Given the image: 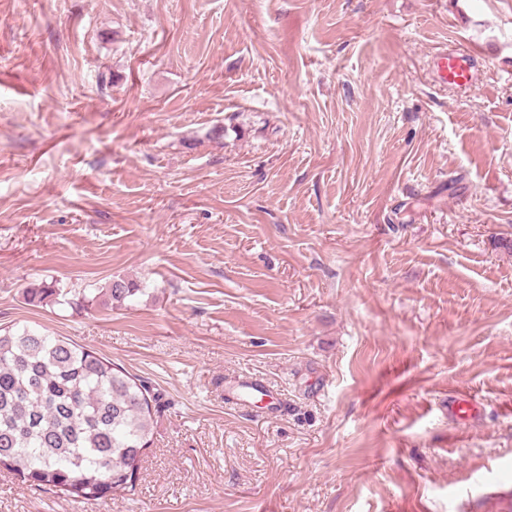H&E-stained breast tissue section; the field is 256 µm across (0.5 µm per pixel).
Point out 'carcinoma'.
Returning <instances> with one entry per match:
<instances>
[{"instance_id": "carcinoma-1", "label": "carcinoma", "mask_w": 512, "mask_h": 512, "mask_svg": "<svg viewBox=\"0 0 512 512\" xmlns=\"http://www.w3.org/2000/svg\"><path fill=\"white\" fill-rule=\"evenodd\" d=\"M141 292L137 282L118 279L107 296L122 305ZM64 298L53 281L25 291L32 306ZM155 401L146 381L63 336L0 333V466L32 486L75 501L133 486Z\"/></svg>"}]
</instances>
